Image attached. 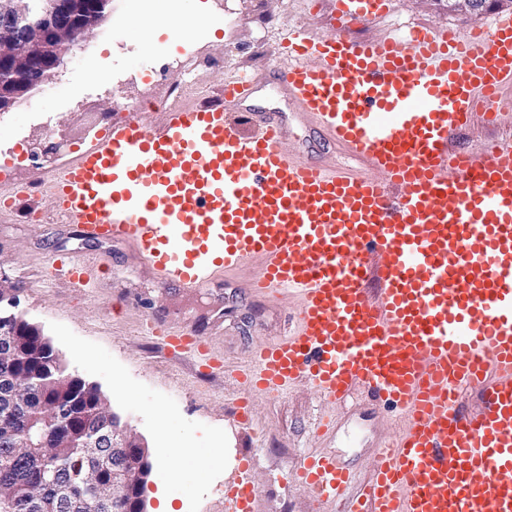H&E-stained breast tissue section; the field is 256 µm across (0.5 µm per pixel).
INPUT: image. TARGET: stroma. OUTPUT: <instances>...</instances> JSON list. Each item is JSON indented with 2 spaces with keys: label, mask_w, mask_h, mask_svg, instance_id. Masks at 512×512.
<instances>
[{
  "label": "stroma",
  "mask_w": 512,
  "mask_h": 512,
  "mask_svg": "<svg viewBox=\"0 0 512 512\" xmlns=\"http://www.w3.org/2000/svg\"><path fill=\"white\" fill-rule=\"evenodd\" d=\"M335 0H111L105 19L94 34L65 58L55 76L0 114V147L43 146L44 124L52 122L70 146L88 134L89 123L109 124L105 109L116 114L150 107L157 120L162 107L147 77L165 72L168 81H183L178 60L182 49L197 50L212 64L194 71L199 87L218 92L234 73L259 74L274 65V46L290 28L316 25L330 28ZM384 25L407 31L416 21L445 22L455 29L482 26L489 10L474 14L448 11L436 0H390ZM193 18L179 38H171L160 17ZM234 20L225 28V20ZM99 107L94 119L79 113L81 103ZM257 108L288 113V135L295 148L316 158H332L339 169L355 172L358 164L326 143L315 141L310 127L281 94L262 86L253 102ZM97 253L103 273L93 290L78 294L61 282L48 281L44 271L51 256ZM0 269L17 284L18 312L42 326L69 372L97 384L110 410L127 421L150 449L151 473L143 494L144 512H156L159 495L172 497L176 512H224V482L243 449H252L253 476L261 512H311L305 493L288 474L298 457L317 447L318 423L326 412L320 399L305 389L279 398L255 397L251 420L233 416L234 391L222 374L204 375L192 364L168 357L154 338L142 335L144 317L158 312L172 323H187L207 336L216 354L245 361L250 350L284 335L293 307L264 305L251 300L242 285L258 274V263L231 274H218L196 293L177 286H158L136 252L120 242L81 238L67 224L30 222L13 216L0 220ZM124 301L113 315L115 301ZM224 311L222 326H214V307ZM357 407L338 411V429L331 445L344 465L356 468L373 450V422L363 424L360 440H352L348 425ZM191 445L202 453H220L205 474L184 468L178 479L170 471L176 460L159 456L162 448Z\"/></svg>",
  "instance_id": "35a3bbf8"
}]
</instances>
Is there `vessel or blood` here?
I'll return each instance as SVG.
<instances>
[{
    "label": "vessel or blood",
    "mask_w": 512,
    "mask_h": 512,
    "mask_svg": "<svg viewBox=\"0 0 512 512\" xmlns=\"http://www.w3.org/2000/svg\"><path fill=\"white\" fill-rule=\"evenodd\" d=\"M385 2L336 0L335 29L288 30L270 72L363 175L301 158L287 113L248 109L262 79L244 74L217 104L128 113L32 185L59 223L129 245L159 283L195 292L255 261V297L300 298L298 329L233 373L235 416L297 388L390 410L361 468L327 444L300 455L290 480L313 512H512V139L459 146L474 127H512V12L400 34L381 27ZM49 270L93 288L101 264L58 256ZM146 325L168 352L224 369L193 326ZM259 502L238 464L226 512Z\"/></svg>",
    "instance_id": "vessel-or-blood-1"
}]
</instances>
